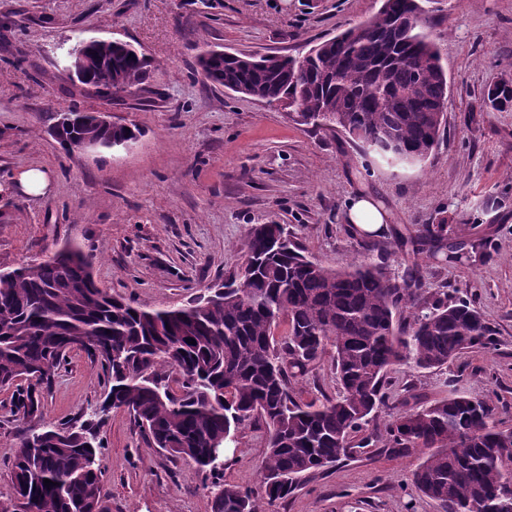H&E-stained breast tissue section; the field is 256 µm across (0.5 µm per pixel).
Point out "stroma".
Wrapping results in <instances>:
<instances>
[{
	"instance_id": "1",
	"label": "stroma",
	"mask_w": 512,
	"mask_h": 512,
	"mask_svg": "<svg viewBox=\"0 0 512 512\" xmlns=\"http://www.w3.org/2000/svg\"><path fill=\"white\" fill-rule=\"evenodd\" d=\"M382 0H0V267L41 258L64 242L92 257L100 288L144 308L180 305L235 272L253 224L286 225L306 255L330 268L355 259L402 276L421 266L423 294L471 300L496 344L439 369L397 368L377 422L447 398L448 381L491 398L512 429V111L480 110L483 90L512 77V0H426L428 31L448 77L447 123L425 163L376 161L341 133L313 131L283 107L206 82V46L298 55L375 15ZM132 44L146 77L109 98L72 83L62 57L77 37ZM110 112L135 124L127 148H64L49 129L63 112ZM29 168L47 171L40 196L15 186ZM383 204L389 224L364 238L345 222L349 198ZM447 222L463 246L452 263L397 236ZM308 402L336 396L330 361L292 382ZM103 392L98 364L72 353L41 391L43 420L80 419ZM11 394L0 392V500L12 492L17 453ZM109 512H210L193 462L149 447L129 414L101 430ZM268 430L256 419L226 452L221 482L255 486ZM426 450L397 455L371 446L307 477L272 512H444L411 473Z\"/></svg>"
}]
</instances>
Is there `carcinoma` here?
Masks as SVG:
<instances>
[{"label":"carcinoma","mask_w":512,"mask_h":512,"mask_svg":"<svg viewBox=\"0 0 512 512\" xmlns=\"http://www.w3.org/2000/svg\"><path fill=\"white\" fill-rule=\"evenodd\" d=\"M420 0H383L368 20L317 43L301 58L202 56L210 82L285 104L289 116L316 129L342 132L364 151L400 165H419L446 125L448 78L426 32ZM91 60L80 84L102 95L128 92L145 76L146 60L123 43L81 39ZM487 110L512 109V79L483 94ZM60 133L69 149H101L137 138L69 112ZM268 245L258 224L248 230L245 258L222 287L179 307L143 309L98 287L92 259L67 244L15 267L0 268V390L13 389L20 415L10 471L12 512H106L102 421L27 420L40 409L43 386L82 350L100 363L107 410L122 409L149 441L212 474L210 451L246 422L269 429L258 483L241 489L213 483L211 512H269L300 479L350 457L353 443L381 402L389 373L405 361L423 370L447 365L475 347L495 345L486 316L463 300L428 297L384 268L354 261L332 269L302 254L287 229ZM448 225L427 224L420 237L456 258ZM414 308L402 323V307ZM287 320L284 340L274 329ZM196 344H189L186 339ZM332 347L340 390L321 403L299 402L291 380ZM496 406L453 388L448 398L401 413L375 433L392 453L427 448L413 472L419 491L455 512H512L501 504L512 464V431L497 428ZM54 482L44 486V480Z\"/></svg>","instance_id":"cac0c4a2"}]
</instances>
